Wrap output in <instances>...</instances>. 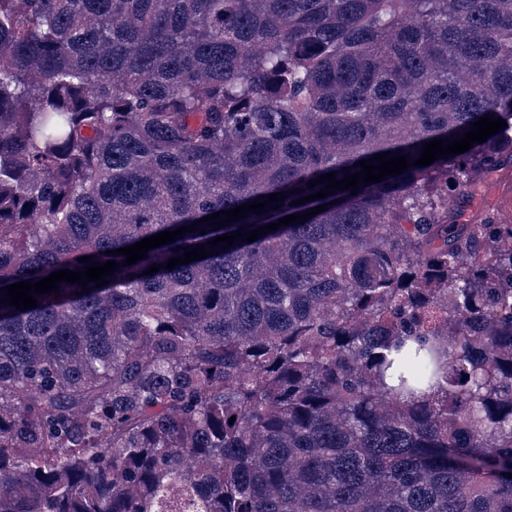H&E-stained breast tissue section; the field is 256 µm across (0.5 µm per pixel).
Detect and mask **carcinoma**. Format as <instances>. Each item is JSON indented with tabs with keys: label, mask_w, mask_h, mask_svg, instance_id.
I'll use <instances>...</instances> for the list:
<instances>
[{
	"label": "carcinoma",
	"mask_w": 512,
	"mask_h": 512,
	"mask_svg": "<svg viewBox=\"0 0 512 512\" xmlns=\"http://www.w3.org/2000/svg\"><path fill=\"white\" fill-rule=\"evenodd\" d=\"M511 132L512 0H0V512H512ZM496 180L497 182L491 187H489L487 190H485V192L482 191L478 195L470 197L467 209L468 216H475L481 210L487 207L498 208L501 212L500 199L495 194L494 189L498 186L500 180H505L508 183L510 182V186L512 188V167L499 171L489 179V182H493Z\"/></svg>",
	"instance_id": "obj_1"
}]
</instances>
